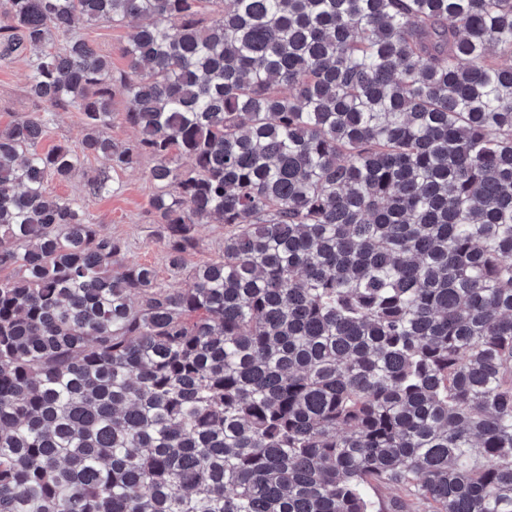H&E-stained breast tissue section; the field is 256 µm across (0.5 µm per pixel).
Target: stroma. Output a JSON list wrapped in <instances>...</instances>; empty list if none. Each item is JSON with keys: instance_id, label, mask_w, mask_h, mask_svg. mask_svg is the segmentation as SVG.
Here are the masks:
<instances>
[{"instance_id": "1", "label": "stroma", "mask_w": 512, "mask_h": 512, "mask_svg": "<svg viewBox=\"0 0 512 512\" xmlns=\"http://www.w3.org/2000/svg\"><path fill=\"white\" fill-rule=\"evenodd\" d=\"M78 31L112 55V67L121 71L126 67L122 49L129 32L128 26H117L107 22L83 23ZM28 66L24 58L0 62V127L6 126L28 112L40 111L41 106L27 96ZM151 166L150 159H142L135 168L119 172L116 190L97 196L89 191L90 181L98 174L100 160L89 159L83 171L67 182L49 180L47 188L52 194L78 202L93 218L101 234L125 242L127 249L119 263L131 261L152 266L158 281L168 288H183L188 284L189 268L216 257L224 244L227 232L219 223L198 224L194 235L198 246L184 257V271L172 270L166 249L160 239V227L153 224L148 212V199L152 187L146 177Z\"/></svg>"}]
</instances>
